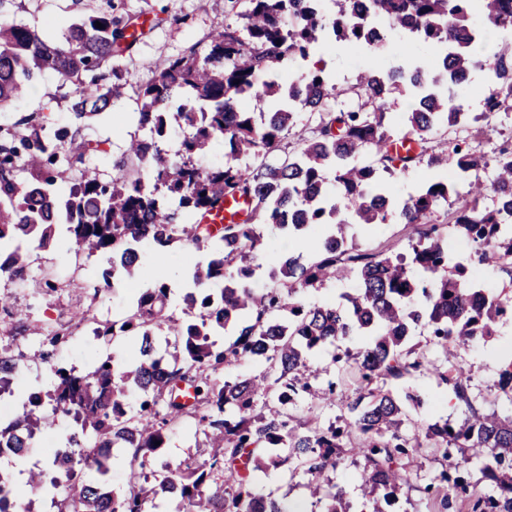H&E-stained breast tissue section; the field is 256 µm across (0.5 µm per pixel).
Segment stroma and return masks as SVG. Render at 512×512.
Masks as SVG:
<instances>
[{"label": "stroma", "mask_w": 512, "mask_h": 512, "mask_svg": "<svg viewBox=\"0 0 512 512\" xmlns=\"http://www.w3.org/2000/svg\"><path fill=\"white\" fill-rule=\"evenodd\" d=\"M247 0H0V17L38 30L47 38L55 39L71 23L93 13L107 12L121 18L148 17L156 19L142 41L129 54L115 59L125 81V89L111 114L80 124L77 135L98 144V152L87 157L89 165L97 167L102 179L109 180L116 173L117 165L127 163L126 145L131 137L146 138L147 132L138 125L140 103L137 85L149 82L158 68L167 61L189 54L203 52L209 34L224 25L242 26ZM427 49L414 42L407 34L391 32L386 42L373 53H364L360 47L349 45L331 36L320 37L308 58H294L288 63V75H300L311 70L313 61L323 60L327 71L335 77L336 88L328 99L332 110L357 105L358 98L351 90L358 73L375 64L391 68L414 58L427 56ZM74 88L61 85L58 79L45 74L35 80L24 99L8 107L0 106V127L11 128L24 117H35L49 125H70V101ZM467 139L479 154L492 156L504 141L512 139V111L492 117L490 122H474L458 129L442 128L435 132L428 147L430 150L452 148L460 139ZM336 205L342 218L349 225L346 234L360 250L368 253H399L408 248L413 233L411 226L389 218L380 228H368L352 223V212L347 200L337 199ZM266 244L265 257L249 281L251 287L270 286L269 272L279 260L294 251L295 246L287 233L267 226L262 230ZM111 254L107 251L94 255H74L66 247L51 251L33 252L24 278L0 273V294L11 295L8 310L0 309V350L11 354L28 355L44 348L45 332L67 323L80 309H90L97 326H104L119 319L126 311L131 290L126 282L116 278L110 287H103L101 274L110 266ZM204 255L190 246L179 243L161 248L146 244L140 248V264L148 275L142 279L145 288L164 282L170 289L171 312L181 310V298L187 290L184 270ZM53 279L54 292H47L44 282ZM512 347V321L500 323L497 334L489 341L459 351L458 361L471 372L470 391L475 403L485 409L503 405L506 395L499 390V369L502 353ZM111 344L86 328L67 338L55 354L52 363L31 361L14 383L15 394L8 411L17 414L29 406L32 392L53 388L56 378L54 367L78 371L105 359ZM406 390L422 396L423 404L410 409L413 420L427 424L444 420L455 421L463 410L446 385L438 383L435 376L418 374L409 378ZM73 431L68 418L62 417L56 426L40 434L38 441L28 448L24 458L0 455V477L11 486L18 487L25 481L31 466L47 470L52 466L53 451L64 443ZM210 451L204 446V436L195 423L171 427L164 458L172 465L185 460L203 461ZM415 456L422 467L414 487L400 491L396 499L384 506L385 512H424L426 499L424 487L442 469L441 457L432 448L416 449ZM255 485L258 493L271 497H287L307 501L308 494L301 477L291 476L281 468L257 474Z\"/></svg>", "instance_id": "35a3bbf8"}]
</instances>
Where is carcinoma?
<instances>
[{
	"instance_id": "obj_1",
	"label": "carcinoma",
	"mask_w": 512,
	"mask_h": 512,
	"mask_svg": "<svg viewBox=\"0 0 512 512\" xmlns=\"http://www.w3.org/2000/svg\"><path fill=\"white\" fill-rule=\"evenodd\" d=\"M319 2L250 0L243 28L227 24L209 35L204 56L193 52L160 68L138 90V124L152 141L130 139L134 175L120 172L105 182L93 169L74 168L97 146L65 128L51 131L25 117L14 129H0V271L23 273L31 252L52 248L59 233L77 255L112 252L111 266L102 272L106 285L117 274L128 281L141 276L137 246L144 240L160 247L182 242L206 253L193 265L194 288L183 295L182 316L167 312L170 291L161 282L135 290L128 313L95 330L108 340L137 341L133 369L117 371L110 355L80 373L58 368L54 390L30 394L33 409L0 422V449L21 457L53 417L73 420L75 430L56 452L68 472L63 512H153L161 495L179 498L182 512H292L254 488L257 473L284 466L305 480L311 498L326 501L320 512H353L329 479L348 446L359 458L366 490L358 512H382L379 491L394 493L418 478L410 449L424 439L433 441L443 460L455 459L452 470L424 488L431 508L512 512V409L502 415L475 405L464 366L428 364L421 346L409 344L421 332L439 349L456 351L493 335L499 320L512 319V297L490 295L470 279L468 265L453 261L448 251L447 226L434 222L439 207L459 195L445 177L453 170L467 181L453 228L472 241L478 263H494L512 277V144L494 151L491 208L481 204L484 158L466 140L450 153L424 150L438 128L470 122L456 98L471 71L482 66L488 32L512 29V0H367L364 11L357 0H334L330 16L320 12ZM377 19L423 46L445 47L443 57L409 68L366 70L355 84L364 103L352 110H327L334 87L321 71L283 89L279 72L289 60L306 58L319 33L329 30L336 40L361 46L371 41ZM135 27L99 13L51 41L0 18V105L22 98L45 72L63 85L82 84L83 73L112 66L113 57L135 46ZM488 59L485 115L512 106V52H493ZM261 69L272 79L258 86L254 74ZM112 77L111 85L75 92L74 119L114 107L123 77L115 69ZM402 84L415 91V103L395 132L386 122L388 100ZM178 96L199 103V109L163 111ZM244 99L268 107L261 123L242 107ZM300 111L319 114L315 134L301 140L291 160L269 161ZM171 116L190 133L181 152L168 158L156 142L166 138ZM220 140L227 149L224 166L201 170L191 162ZM398 141L414 142L421 151L398 158L389 150ZM370 150L374 166L360 162ZM248 156L260 164L240 167L237 161ZM424 158L442 176L394 202L379 172L405 171ZM331 173L336 194L354 207L355 223L384 224L394 214L413 228L408 254H370L348 243L347 224L336 219L335 198L326 193ZM59 180L66 188L50 190ZM226 196L251 201L244 220L228 222L217 234L192 223ZM269 224L311 239L314 254L310 260L301 253L288 256L273 272V284L254 290L247 280L264 251L258 228ZM336 279L354 283L341 301H303L307 290ZM226 333L235 339L218 344L216 337ZM358 335L366 337L359 351L333 356L338 367L357 372L356 396L346 412L322 424L320 413L334 404L336 386L318 383L321 369L310 358ZM161 336L172 347L167 357L156 353ZM22 360L0 352V392L11 390ZM242 360L258 363L259 374L223 383L212 378ZM424 370L465 407L460 421L426 425L409 418L407 405L420 399L400 394L397 386ZM131 389L141 395L136 409L125 401ZM299 402L307 403L309 416L297 423L290 407ZM40 407L45 411L38 416L34 409ZM183 416L203 427L214 453L201 464L174 468L159 458L167 427ZM115 448L133 449L121 492L107 479ZM474 467L496 494H483L470 482ZM88 471L97 477L87 478ZM28 484L38 492L60 488L40 469L29 471Z\"/></svg>"
}]
</instances>
